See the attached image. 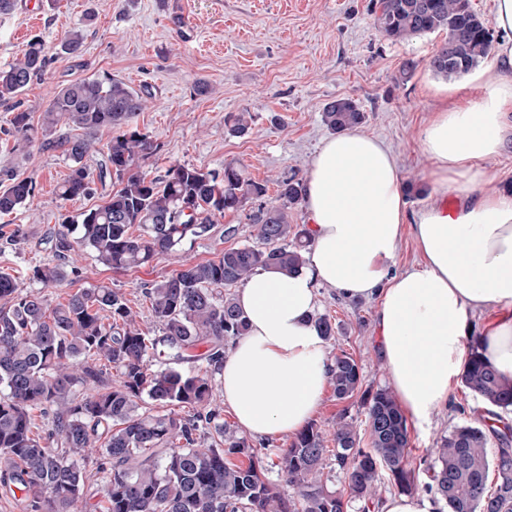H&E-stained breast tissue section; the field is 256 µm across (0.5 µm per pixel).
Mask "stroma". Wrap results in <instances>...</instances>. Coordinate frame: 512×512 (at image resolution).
<instances>
[{"mask_svg":"<svg viewBox=\"0 0 512 512\" xmlns=\"http://www.w3.org/2000/svg\"><path fill=\"white\" fill-rule=\"evenodd\" d=\"M72 31L83 35L82 53L54 61L47 75L19 97L34 125H41L62 87L107 73L152 94L148 107L131 121L158 146L156 154L141 160L143 171L161 176L177 164L220 171L233 163L267 187L262 199L225 212L211 236L189 251L115 272L84 249L69 259L74 274L45 291L54 304L77 289L110 285L124 293L140 326L150 331L156 324L146 288L183 262L258 245L249 216L259 206L276 204L279 179H305L313 155L331 134L323 121L324 103L349 98L361 107V130L384 141L404 180L414 183L407 201L416 212L432 196L430 161L422 144L431 112L450 98L464 105L482 96L471 76L447 79L430 70L428 60L443 35L390 41L377 25L372 0H58L53 7L47 0H17L12 12L0 14V68L14 63L32 36L52 48ZM408 59L418 66L405 79L400 68ZM202 83L209 86L204 95L197 92ZM244 110L252 121L248 132L239 135L228 118ZM10 117L8 105L1 103L0 179L9 174L32 178L36 192L14 214L0 216V271L24 281L32 267L51 259L46 237L60 217L103 204L108 190L98 186L90 196L61 200L58 187L69 172L67 160L60 151L19 144L8 131ZM229 227L234 235H226ZM16 230L19 241L7 242ZM317 311L336 324L329 353L343 351L355 358L364 387L386 386L375 300L348 299L323 287ZM343 411L352 417L361 447H369L360 397L339 402L332 388H325L313 421L327 430ZM486 411L482 399L459 383L430 424L409 425V463L417 484L430 480L420 459L434 460L442 438L455 426L478 423Z\"/></svg>","mask_w":512,"mask_h":512,"instance_id":"1","label":"stroma"}]
</instances>
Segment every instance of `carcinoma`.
<instances>
[{
    "label": "carcinoma",
    "mask_w": 512,
    "mask_h": 512,
    "mask_svg": "<svg viewBox=\"0 0 512 512\" xmlns=\"http://www.w3.org/2000/svg\"><path fill=\"white\" fill-rule=\"evenodd\" d=\"M375 7L378 27L392 41L445 33L429 60L436 75L462 77L491 55L492 34L470 0H377ZM82 47L83 36L75 31L55 55L75 57ZM49 61L50 49L32 37L16 62L0 68V101L15 99ZM148 98L147 89L104 74L61 88L38 128L29 112L11 108L18 140L59 149L70 161L58 189L62 200L91 195L96 182L104 186L114 179L120 188L78 218L62 217L49 239L53 259L33 267L29 283L0 272V454L6 458L0 489L23 492L22 512H88L86 466L89 449L97 448L103 512H376L381 480L414 492L408 427L395 396L387 387L363 389L361 367L345 352L334 357L330 383L338 401L363 392L371 447H359L345 412L330 439L308 424L280 460L292 495L267 480L262 458L210 409L212 374L224 361L225 341L248 328L224 289L260 268L288 271L304 262L310 231L290 223L288 215L303 198L301 180L279 181L280 204L250 216L263 247L243 245L216 260L187 262L147 289L158 324L154 336L139 326L126 297L106 285L79 289L54 306L28 288L63 282L65 260L80 247L114 271L149 266L209 236L225 211L266 194L265 185L233 164L221 173L174 165L161 180L140 170L139 161L157 145L130 120ZM322 112L335 132L365 119L348 98L325 103ZM61 122L80 133L47 139ZM94 153L100 159L93 171L86 158ZM35 188L28 178L11 177L0 188V215L29 203ZM134 226L137 236L129 233ZM93 357L116 370L117 384L88 362ZM462 382L492 410L480 425L457 426L442 439L423 489L448 512H512V425L500 415L512 411V381L486 363L476 337ZM147 399L166 413L143 409ZM178 408L190 412L183 416ZM35 411L42 418L37 431ZM493 439L498 446L492 450ZM230 455L242 461L231 463ZM329 464L343 474L347 491L329 489ZM491 466L498 483L489 492Z\"/></svg>",
    "instance_id": "cac0c4a2"
}]
</instances>
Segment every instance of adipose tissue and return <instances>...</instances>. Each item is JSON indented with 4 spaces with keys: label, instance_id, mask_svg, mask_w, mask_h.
I'll return each instance as SVG.
<instances>
[{
    "label": "adipose tissue",
    "instance_id": "1",
    "mask_svg": "<svg viewBox=\"0 0 512 512\" xmlns=\"http://www.w3.org/2000/svg\"><path fill=\"white\" fill-rule=\"evenodd\" d=\"M501 39L475 77L480 100L433 113L423 132L434 200L411 213L395 156L359 130L327 139L306 177L312 246L293 271L260 269L237 302L249 327L218 371L224 402L255 437L302 430L318 409L333 361L312 316L318 289L377 302L379 351L401 408L423 425L448 401L468 361L477 311L496 316L480 342L512 378V192L489 191L481 160L512 144V0H496ZM456 194L448 210L442 199ZM422 260L389 266L404 237Z\"/></svg>",
    "mask_w": 512,
    "mask_h": 512
}]
</instances>
